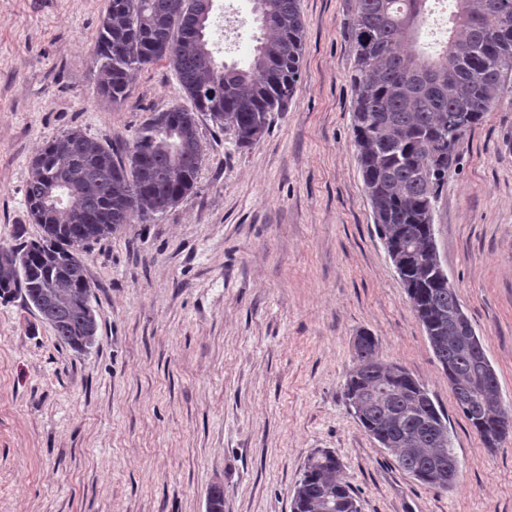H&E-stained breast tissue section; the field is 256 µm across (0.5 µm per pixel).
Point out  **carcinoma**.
<instances>
[{
    "instance_id": "cac0c4a2",
    "label": "carcinoma",
    "mask_w": 512,
    "mask_h": 512,
    "mask_svg": "<svg viewBox=\"0 0 512 512\" xmlns=\"http://www.w3.org/2000/svg\"><path fill=\"white\" fill-rule=\"evenodd\" d=\"M179 0H107L96 64L100 89L126 99L132 71L166 59L192 107L156 112L132 140L105 145L80 129L47 141L30 162L25 203L41 228L36 240L0 256V299L20 297L40 308L58 341L75 352L96 335L92 285L81 248L146 223L196 188L204 152L198 115L232 130L250 148L267 132L269 116L292 98L301 77L306 23L298 0H256L260 35L245 67L216 58L209 43L213 0L176 10ZM440 0H357L350 29L355 54L353 133L365 192L382 239L403 256L399 279L433 353L448 377L457 408L488 448L491 433L512 413L500 385L461 394L470 383L468 340L456 322L462 305L454 288L434 285L425 254L435 238L436 208L448 165L463 137L489 111L512 74V0H448L446 41L421 43ZM60 198L51 204L49 199ZM354 348L344 396L364 430L396 435L389 449L398 467L437 487L428 466L453 456L448 434H419L422 424L447 427L445 414L402 366L379 358L377 341ZM293 512H359L326 449L303 468Z\"/></svg>"
}]
</instances>
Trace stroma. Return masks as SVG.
I'll return each instance as SVG.
<instances>
[{
    "mask_svg": "<svg viewBox=\"0 0 512 512\" xmlns=\"http://www.w3.org/2000/svg\"><path fill=\"white\" fill-rule=\"evenodd\" d=\"M106 0H0V244L36 239L31 158L72 128L125 142L187 105L167 61L123 104L97 92ZM298 88L238 149L203 115L197 188L91 245L95 344L58 342L22 299L0 302V512H292L312 452L342 464L360 512H512V437L487 448L380 239L353 141L348 25L356 0H300ZM249 0H214L210 43L245 62ZM449 280L512 406V85L460 143L435 214ZM375 337L448 418L459 479L401 470L343 396L353 342Z\"/></svg>",
    "mask_w": 512,
    "mask_h": 512,
    "instance_id": "obj_1",
    "label": "stroma"
}]
</instances>
